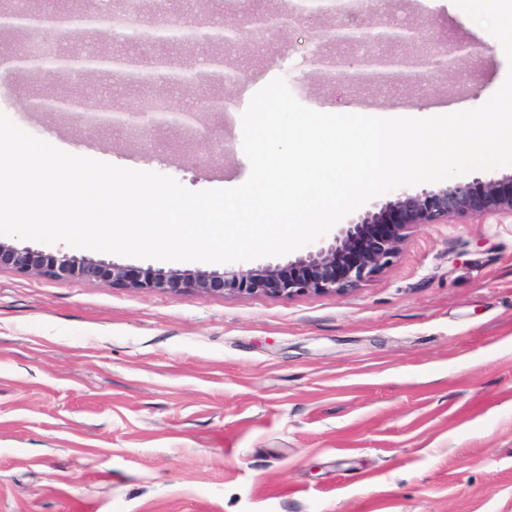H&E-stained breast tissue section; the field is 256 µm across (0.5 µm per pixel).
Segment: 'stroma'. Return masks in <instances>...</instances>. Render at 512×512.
Returning <instances> with one entry per match:
<instances>
[{
    "mask_svg": "<svg viewBox=\"0 0 512 512\" xmlns=\"http://www.w3.org/2000/svg\"><path fill=\"white\" fill-rule=\"evenodd\" d=\"M388 12L417 39L383 53L461 45L475 57L352 82L314 61L347 51L336 15L245 30L229 49L185 40L162 49L177 71L229 51L244 77L166 87L175 110L233 104L147 142L26 109L36 94L108 90L130 111L155 90L34 81L16 63L29 34L0 26V111L65 152L200 191L248 177L241 118L274 78L313 110L373 114L474 109L512 70L454 0H390ZM0 512H512V217L417 225L340 295L175 294L0 270Z\"/></svg>",
    "mask_w": 512,
    "mask_h": 512,
    "instance_id": "35a3bbf8",
    "label": "stroma"
}]
</instances>
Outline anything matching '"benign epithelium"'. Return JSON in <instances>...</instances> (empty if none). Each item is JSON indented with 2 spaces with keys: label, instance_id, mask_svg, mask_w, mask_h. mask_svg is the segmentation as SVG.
I'll use <instances>...</instances> for the list:
<instances>
[{
  "label": "benign epithelium",
  "instance_id": "7a95c632",
  "mask_svg": "<svg viewBox=\"0 0 512 512\" xmlns=\"http://www.w3.org/2000/svg\"><path fill=\"white\" fill-rule=\"evenodd\" d=\"M386 0H287L277 12L262 9L247 14L254 28L271 31L284 27L298 17L326 14L342 15L348 19L362 18L357 25H344L336 29V42L360 46L372 43L411 44L416 32L410 27L392 25L384 18ZM56 26L62 27L74 21L78 28L97 33L111 26V18L97 12L86 13L79 18L61 7L45 15ZM221 34H216L214 25L198 21L193 27L179 22L150 20L141 24L133 33L117 32L122 42L148 46H164L172 42L170 32L180 30L183 38L199 44L236 40L239 27L233 23L222 25ZM50 58L68 61L72 58L54 51ZM122 58L136 65H147L152 69L172 67L162 54L148 58L142 55L98 53L79 55L72 59L76 64L74 74H113V65ZM423 63L415 58L395 57L388 54L363 53L356 56L336 58L335 68L351 81L359 82L376 74L389 76L397 69L400 74L413 73ZM82 112L70 116L87 129L123 127L146 137L162 129L184 128L183 117L195 120V112H165L153 110L114 112L112 105L102 101H81ZM512 215V176L482 182L475 180L454 187L423 190L419 193L402 191L396 199L386 203L376 212H367L341 224L336 235L327 243L307 251L303 256L279 265L240 267L224 273H157L150 268H133L102 260L77 259L67 254H47L29 247H18L0 242V269L8 268L20 272H33L55 279L79 278L87 281L110 280L115 284L132 288H150L167 293L186 290L201 294L261 293L269 297H285L299 294H339L358 287L388 265L398 245L410 229L418 224H445L454 218H477L485 215Z\"/></svg>",
  "mask_w": 512,
  "mask_h": 512
}]
</instances>
